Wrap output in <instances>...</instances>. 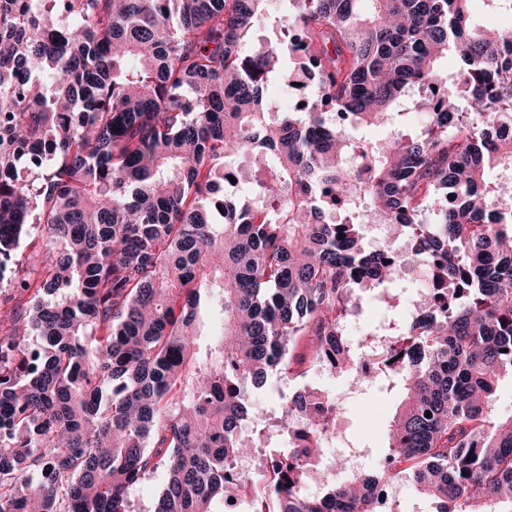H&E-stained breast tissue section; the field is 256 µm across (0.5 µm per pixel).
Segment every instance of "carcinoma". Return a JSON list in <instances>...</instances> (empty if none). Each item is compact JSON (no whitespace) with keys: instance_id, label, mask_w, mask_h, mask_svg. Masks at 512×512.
<instances>
[{"instance_id":"carcinoma-1","label":"carcinoma","mask_w":512,"mask_h":512,"mask_svg":"<svg viewBox=\"0 0 512 512\" xmlns=\"http://www.w3.org/2000/svg\"><path fill=\"white\" fill-rule=\"evenodd\" d=\"M474 0H0V512H128L162 469L155 512H376L404 477L439 512H512V27ZM276 36L260 37L262 30ZM453 56L451 70L442 61ZM280 83L304 107L273 111ZM418 132L395 128L412 113ZM394 129L382 146L362 133ZM251 173L224 188L225 170ZM505 175L492 182L488 172ZM396 228L428 296L389 318L371 383L404 401L377 463L317 468L305 392L268 380L336 352L358 299L402 301ZM40 226L45 256L17 270ZM278 397L267 443L254 397ZM270 448L258 477L233 463ZM317 476L319 491L306 485ZM164 482L165 473L159 469L133 486L128 495L130 512H153Z\"/></svg>"}]
</instances>
